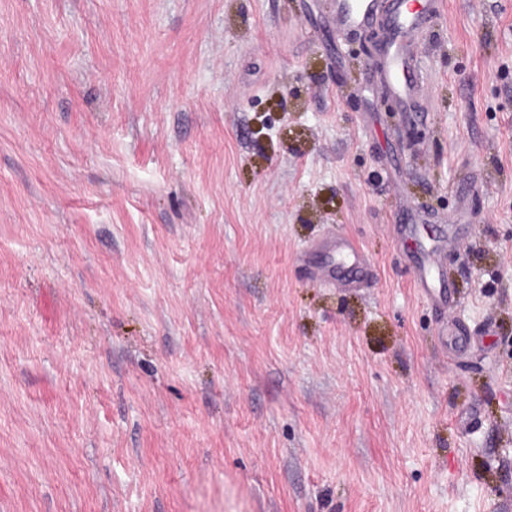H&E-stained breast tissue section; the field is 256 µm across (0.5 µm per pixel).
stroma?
Returning a JSON list of instances; mask_svg holds the SVG:
<instances>
[{
	"label": "stroma",
	"instance_id": "1",
	"mask_svg": "<svg viewBox=\"0 0 512 512\" xmlns=\"http://www.w3.org/2000/svg\"><path fill=\"white\" fill-rule=\"evenodd\" d=\"M334 5L0 0V512H512V0ZM383 0H336V24L343 29H354L368 24L383 8L388 14V23L394 34L391 44L389 78L397 94L404 96L411 88L413 73L398 38L401 34L416 29L424 18L426 5L420 10L417 0L407 2L392 0L385 5ZM326 256L328 257V266L332 271L324 273L327 280L331 283L341 281L347 278H361L366 274V268L359 260L358 252L353 245L340 240L326 246ZM335 272V275L333 273ZM345 273L350 275H345Z\"/></svg>",
	"mask_w": 512,
	"mask_h": 512
}]
</instances>
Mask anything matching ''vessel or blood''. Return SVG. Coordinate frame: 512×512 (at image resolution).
Masks as SVG:
<instances>
[{
  "label": "vessel or blood",
  "mask_w": 512,
  "mask_h": 512,
  "mask_svg": "<svg viewBox=\"0 0 512 512\" xmlns=\"http://www.w3.org/2000/svg\"><path fill=\"white\" fill-rule=\"evenodd\" d=\"M382 11L387 13L388 23L396 37L391 44L389 78L395 92L403 96L411 88L413 73L397 37L416 29L423 21V11L410 10L405 0H336V23L346 30L359 28L368 24ZM326 255L333 270L328 277L329 282L340 281L347 276H365L366 269L352 244L343 240L337 241L327 246Z\"/></svg>",
  "instance_id": "b4317fda"
}]
</instances>
